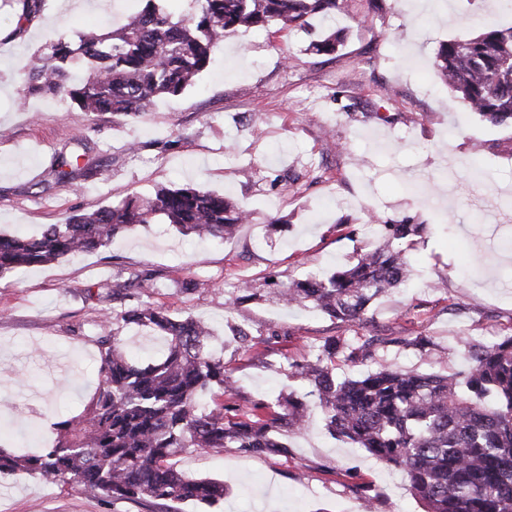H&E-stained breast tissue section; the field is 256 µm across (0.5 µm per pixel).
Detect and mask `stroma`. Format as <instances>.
<instances>
[{
  "mask_svg": "<svg viewBox=\"0 0 512 512\" xmlns=\"http://www.w3.org/2000/svg\"><path fill=\"white\" fill-rule=\"evenodd\" d=\"M139 0H45L20 22L21 0H0V231L35 235L66 216L133 192L193 184L242 202L253 221L225 240L182 236L164 224L138 227L77 258L0 276V446L51 444L55 422L78 415L99 382L98 336L127 302L89 297L88 287L155 274L147 301L207 325L237 382L240 411L280 392L304 393L295 364L324 342L427 336V353L394 344L364 360L337 355V377L388 365L466 375L465 345L512 336V149L507 129L468 112L437 75L439 42L467 39L483 24L512 25V0H351L346 13L276 33L226 37L211 70L144 118L90 116L68 100L23 94L16 74L30 54L83 22L109 29ZM328 30L336 57L310 54ZM86 139L104 175L53 185L60 153ZM483 141L485 178L472 174ZM277 225H267L268 217ZM411 217L426 231L409 250L415 276L348 325L313 307L252 300L265 287L329 272L371 250L383 234L370 217ZM348 228H341V220ZM196 289L183 293V281ZM258 343L225 342L227 323ZM288 448L187 449L174 468L224 481L214 512H424L404 474L330 436L316 403ZM0 512H169L163 501L112 503L78 483L20 473L0 480Z\"/></svg>",
  "mask_w": 512,
  "mask_h": 512,
  "instance_id": "stroma-1",
  "label": "stroma"
}]
</instances>
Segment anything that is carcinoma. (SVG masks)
Returning <instances> with one entry per match:
<instances>
[{
  "label": "carcinoma",
  "instance_id": "1",
  "mask_svg": "<svg viewBox=\"0 0 512 512\" xmlns=\"http://www.w3.org/2000/svg\"><path fill=\"white\" fill-rule=\"evenodd\" d=\"M193 12L174 18L146 0L110 31L83 27L71 41L47 45L26 63L27 95L63 98L89 115L137 120L161 98L195 85L224 38L239 29L289 31L312 17L328 18L346 0H191ZM341 35L329 32L309 51L334 56ZM439 75L455 97L485 121L512 126V26L487 25L465 40L440 43ZM83 154L61 153L53 170L61 186L83 174ZM251 212L222 194L185 185L145 196L133 193L90 213L68 216L34 236L0 234V275L97 251L137 226L166 224L183 236L229 238ZM384 244L326 276L278 284L276 299L312 306L347 323L360 321L379 296L409 281L413 268L398 243L420 237L425 225L407 219L385 225ZM154 287L137 271L107 285L106 297L132 298ZM164 340L158 359L142 365L123 348L127 325ZM112 332L97 338L101 384L81 414L55 423L52 445L34 452L0 448V479L19 472L59 483L75 481L92 497L112 501L192 502L209 508L224 500V482L175 470L180 452L242 448L279 453L283 432L304 429L305 398L317 399L328 430L401 470L425 512H512V336L467 346L465 380L382 365L357 378H338L336 354L355 361L366 345L331 339L298 366L309 391L292 390L276 404L263 399L240 415L224 403L235 391L223 357L210 350L200 322L175 319L140 303L112 316Z\"/></svg>",
  "mask_w": 512,
  "mask_h": 512
}]
</instances>
